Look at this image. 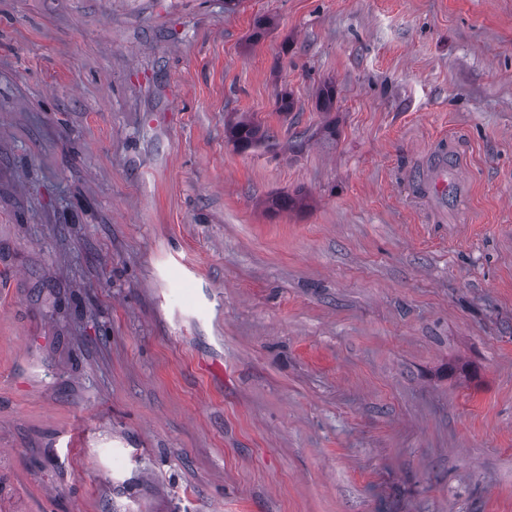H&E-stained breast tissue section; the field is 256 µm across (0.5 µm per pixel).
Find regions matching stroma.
Wrapping results in <instances>:
<instances>
[{
  "label": "stroma",
  "instance_id": "35a3bbf8",
  "mask_svg": "<svg viewBox=\"0 0 512 512\" xmlns=\"http://www.w3.org/2000/svg\"><path fill=\"white\" fill-rule=\"evenodd\" d=\"M0 512H512V0H0ZM228 141L240 152L250 150L269 139V134L253 117L242 114L227 123Z\"/></svg>",
  "mask_w": 512,
  "mask_h": 512
}]
</instances>
